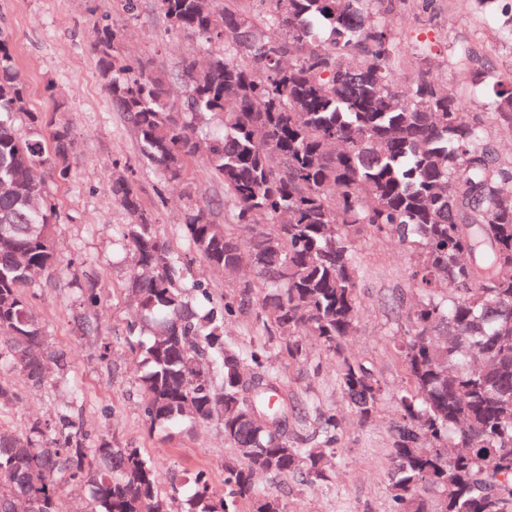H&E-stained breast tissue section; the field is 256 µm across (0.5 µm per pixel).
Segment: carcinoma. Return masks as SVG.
<instances>
[{
  "mask_svg": "<svg viewBox=\"0 0 512 512\" xmlns=\"http://www.w3.org/2000/svg\"><path fill=\"white\" fill-rule=\"evenodd\" d=\"M512 50V4L474 0ZM406 0H157L178 32L195 37L170 77L121 55V27L95 46L112 105L124 114L140 159L184 186L181 230L211 268L254 279L210 300L183 286L188 260L175 253L128 176L112 177L118 225L132 255L127 289L137 315L124 341L141 358V414L150 428L224 421V492L205 469L188 496L159 490L143 448L92 442L64 400L53 419L25 433L0 431V512H62L63 485L89 488L88 512H289L260 477L324 483L339 422L323 414L311 436L279 433L254 411L291 407L285 372L270 347L293 360L303 337L336 357V382L359 422L377 413L384 384L346 355L360 321L355 238L365 230L412 250L414 300L394 348L405 382L395 395L390 512H512V156L488 126L512 136V73L471 46L448 49L455 81L423 68L428 46L407 52L388 16ZM184 88L170 99L171 83ZM26 82L0 39V366L32 387L49 381L51 351L29 288L58 265L57 205L42 177L65 176L75 142L66 127L26 109ZM483 110L489 124L464 111ZM26 117L30 134H17ZM202 158L224 185L232 223L187 181ZM248 226L242 240L234 232ZM250 310L268 340L240 351L224 324ZM441 496L433 502L427 491Z\"/></svg>",
  "mask_w": 512,
  "mask_h": 512,
  "instance_id": "1",
  "label": "carcinoma"
}]
</instances>
